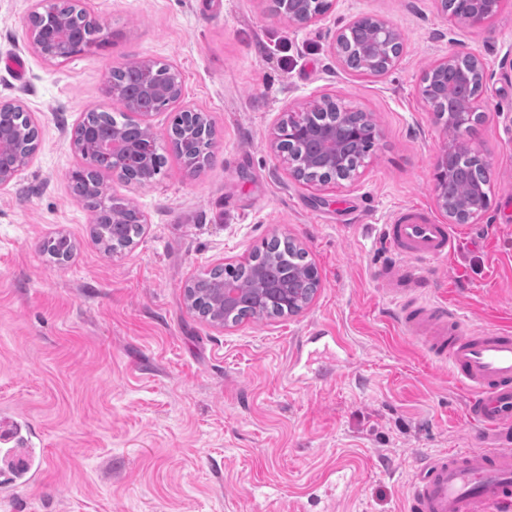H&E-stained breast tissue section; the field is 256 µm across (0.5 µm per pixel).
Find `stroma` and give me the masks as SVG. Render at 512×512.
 Masks as SVG:
<instances>
[{
  "label": "stroma",
  "mask_w": 512,
  "mask_h": 512,
  "mask_svg": "<svg viewBox=\"0 0 512 512\" xmlns=\"http://www.w3.org/2000/svg\"><path fill=\"white\" fill-rule=\"evenodd\" d=\"M105 22L106 48L62 65L26 42L34 0H0V100L37 120L33 162L0 187V431L22 427L0 473L37 457V478L0 484V512H407L424 458L480 446L468 392L446 361L398 323L384 288L395 258L378 234L398 208L445 218L434 198L446 143L487 163L485 219L455 224L448 257L422 266L420 292L470 327L512 328V0L484 27L457 24L438 0H336L298 29L268 18L265 0H83ZM361 14L400 30L391 74L366 78L331 52L335 30ZM479 54L496 76L482 118L447 131L418 95L449 51ZM174 64L182 103L206 113L212 160L186 170L167 138L173 111L152 117L168 163L148 185L109 182L146 217L125 252L105 253L72 192L81 165L71 133L103 95L113 65ZM329 93L370 113L380 136L354 180L321 190L294 180L268 147L284 110ZM61 233L69 262L41 246ZM290 237L320 278L298 314L218 327L190 312L184 287ZM337 336L310 355L306 337ZM344 468L342 497L322 479Z\"/></svg>",
  "instance_id": "35a3bbf8"
}]
</instances>
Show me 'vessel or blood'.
I'll return each instance as SVG.
<instances>
[{
  "label": "vessel or blood",
  "instance_id": "vessel-or-blood-1",
  "mask_svg": "<svg viewBox=\"0 0 512 512\" xmlns=\"http://www.w3.org/2000/svg\"><path fill=\"white\" fill-rule=\"evenodd\" d=\"M380 236L397 255L415 258L396 265L392 281L422 278L420 261L447 256L453 249L450 229L426 216L401 209ZM399 323L413 335L432 328L441 355L459 385L470 392L467 414L481 432V447L427 458L415 480L408 512H512V334L481 330L466 336L460 314L434 305L428 315L398 309Z\"/></svg>",
  "mask_w": 512,
  "mask_h": 512
}]
</instances>
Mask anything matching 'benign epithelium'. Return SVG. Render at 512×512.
I'll return each mask as SVG.
<instances>
[{
	"mask_svg": "<svg viewBox=\"0 0 512 512\" xmlns=\"http://www.w3.org/2000/svg\"><path fill=\"white\" fill-rule=\"evenodd\" d=\"M269 3L267 15L284 20L298 28H307L323 19L335 7V0H266ZM442 10L455 20L466 25L481 27L490 22L498 13L501 0H465L461 9L448 6V0H439ZM83 26L95 33L98 40L104 41L110 36L105 23L98 17L85 11L80 13ZM66 29L65 19L56 15L53 0H38L29 16L26 30L29 47L47 60L56 58L57 51L65 48L69 40L61 39V31ZM362 34L356 50L359 57V71L370 76L382 77L395 67L403 50V38L398 28L391 22L373 15H362L336 29L331 49L339 61L344 60L343 43L349 34ZM466 62V68L459 72L458 78L468 87V93L459 106L446 119V128L460 130L480 119L482 95L492 75L484 61L473 53L450 52L447 56L435 60L425 71L420 87L423 99L431 104L441 95L439 81L448 78V71L457 70L460 62ZM168 79L156 82L145 76L143 83L133 99L124 97L121 88L113 79H108L104 93L106 98L123 103L127 117L148 126V134L142 141L133 144L112 134V146L100 140V135L88 133L86 143L96 147L107 159H112V176L123 179L134 176V170L151 154L159 153L160 144L157 133L151 127L150 113L139 111V106L149 105L161 100L169 107L176 108L179 125L186 129L183 149L188 157L197 153L198 147L206 142L208 146L199 157L196 170H201L213 157L215 133L201 127L196 119L197 113L177 107L182 89L180 79L172 66H167ZM300 136H306L313 142L312 150L296 159L288 157L283 146ZM379 129L372 116L336 103L335 97L323 94L301 103L295 110H287L282 116L270 140V148L283 157L292 178L312 187L323 182L311 178L315 169H331L345 175V179L355 178L357 170L348 167V150L351 145L360 142L375 143ZM472 155L463 141H454L440 154L436 162L435 201L438 209L448 217L452 224H478L487 211L486 199L475 195L460 202L448 198V169L455 156ZM474 156V155H472ZM31 154L20 156L16 167L9 171H0V186L9 184L22 170L29 166ZM478 165L485 166L479 156H474ZM89 196L82 204L95 217L94 233L106 235V224L110 223L108 203L110 195L107 186L97 174L87 179ZM268 296L277 301L294 305L302 300L301 289L293 283L273 282L267 288ZM217 298L224 309L234 308L241 300L243 292L235 284L226 282L215 289Z\"/></svg>",
	"mask_w": 512,
	"mask_h": 512,
	"instance_id": "obj_1",
	"label": "benign epithelium"
}]
</instances>
